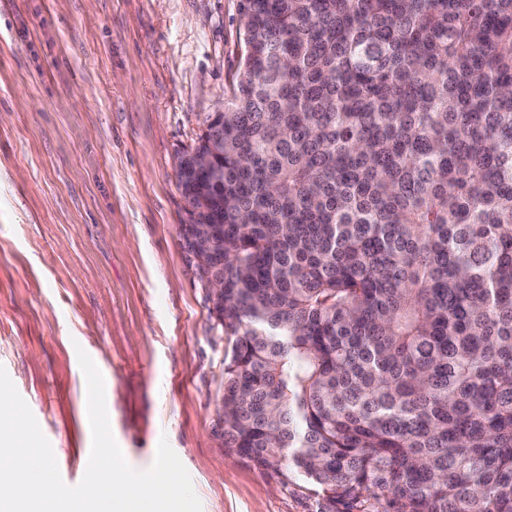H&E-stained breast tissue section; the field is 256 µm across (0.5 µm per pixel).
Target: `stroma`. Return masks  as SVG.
Here are the masks:
<instances>
[{"label":"stroma","mask_w":512,"mask_h":512,"mask_svg":"<svg viewBox=\"0 0 512 512\" xmlns=\"http://www.w3.org/2000/svg\"><path fill=\"white\" fill-rule=\"evenodd\" d=\"M240 0H0V366L65 484L90 457L78 350L127 463L167 439L202 512H320L220 436L225 332L183 247L177 157L245 53Z\"/></svg>","instance_id":"1"}]
</instances>
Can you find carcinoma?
Returning <instances> with one entry per match:
<instances>
[{
	"instance_id": "obj_1",
	"label": "carcinoma",
	"mask_w": 512,
	"mask_h": 512,
	"mask_svg": "<svg viewBox=\"0 0 512 512\" xmlns=\"http://www.w3.org/2000/svg\"><path fill=\"white\" fill-rule=\"evenodd\" d=\"M240 24L178 157L184 247L224 281V448L323 512H512V0H241Z\"/></svg>"
}]
</instances>
